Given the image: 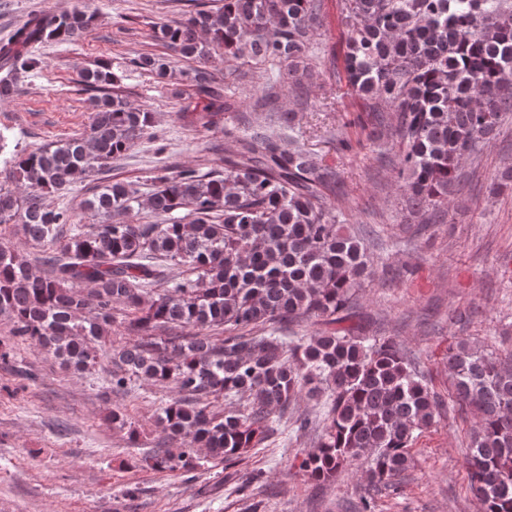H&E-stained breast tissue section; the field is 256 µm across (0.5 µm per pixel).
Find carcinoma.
Segmentation results:
<instances>
[{
  "label": "carcinoma",
  "instance_id": "1",
  "mask_svg": "<svg viewBox=\"0 0 512 512\" xmlns=\"http://www.w3.org/2000/svg\"><path fill=\"white\" fill-rule=\"evenodd\" d=\"M322 7L188 0L180 21L159 28L171 55L198 63L188 74L197 101L182 106L183 118L206 127L231 108L225 81L206 67L217 49L227 67L286 62L297 71ZM94 17L85 0L1 47L0 98L39 68L30 45L79 41ZM337 20L347 33L346 86L368 105L344 127L397 137V185L411 211L437 224L463 160L512 112V0H339ZM131 63L168 76L167 64L149 55ZM113 81L103 67L84 72L89 133L14 154L5 178L16 189L0 184V315L10 335L77 374L114 357L115 393L140 379L178 389L158 407L162 442L145 456L157 471L191 470L198 448L229 468L278 430L295 397L320 394L322 433L299 470L329 482L366 457L361 512H372L375 494L396 488L411 467L412 445L441 404L401 345L365 335L354 311V291L371 271L366 247L330 202L339 171L317 165L298 142L295 113H252L229 133L224 172L182 167L156 177L147 205L159 223L133 221L137 189L101 180L85 201L97 223L74 224L48 197L101 172L152 128V113L107 92ZM382 104L395 121L384 122ZM23 243L42 248L43 273L32 271ZM310 318L327 326L322 335L288 333ZM116 322L130 339L110 352ZM448 372L453 405L478 415L465 469L480 512H512V358L462 339L448 348ZM218 396L246 405L221 413L210 405Z\"/></svg>",
  "mask_w": 512,
  "mask_h": 512
}]
</instances>
